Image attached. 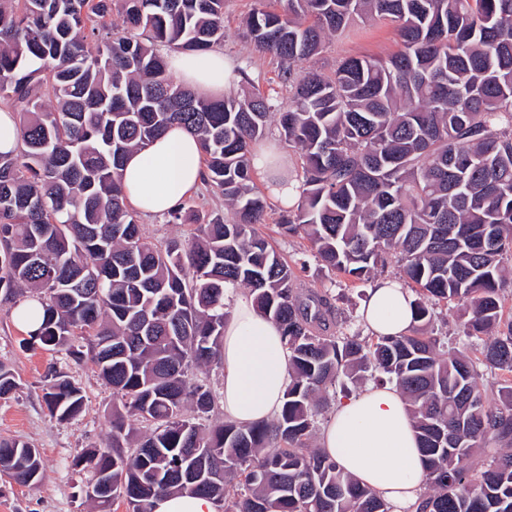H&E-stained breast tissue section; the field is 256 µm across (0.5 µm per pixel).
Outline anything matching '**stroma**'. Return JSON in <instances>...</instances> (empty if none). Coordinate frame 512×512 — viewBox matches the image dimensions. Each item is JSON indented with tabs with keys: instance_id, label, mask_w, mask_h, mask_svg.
I'll use <instances>...</instances> for the list:
<instances>
[{
	"instance_id": "35a3bbf8",
	"label": "stroma",
	"mask_w": 512,
	"mask_h": 512,
	"mask_svg": "<svg viewBox=\"0 0 512 512\" xmlns=\"http://www.w3.org/2000/svg\"><path fill=\"white\" fill-rule=\"evenodd\" d=\"M253 6V0H224L222 50L249 80L251 89L260 90L275 104L288 105L291 93L281 79L280 61L256 52L244 36L243 22ZM396 48L395 31L389 21L360 23L342 36L327 39L319 55L295 67L294 77L299 80L311 72L329 76L345 57H384ZM269 205L268 220L260 231L288 262H307L306 271L298 278L299 287L331 288L347 329L370 335V328L360 317L368 283L342 275L330 278L313 262L306 239L280 232L277 222L282 207L278 201L270 200ZM25 337L12 308L0 304V364L11 370L18 383L17 390L0 398V439L28 443L39 451L42 461V479L35 485L17 484L0 472V512H96L85 496L90 475L75 468L72 461L87 449L106 443L112 430V390L91 362H72L45 346L23 349ZM53 368L64 372L84 395L80 414L67 421L52 417L44 401V377Z\"/></svg>"
}]
</instances>
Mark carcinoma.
Here are the masks:
<instances>
[{
	"instance_id": "obj_1",
	"label": "carcinoma",
	"mask_w": 512,
	"mask_h": 512,
	"mask_svg": "<svg viewBox=\"0 0 512 512\" xmlns=\"http://www.w3.org/2000/svg\"><path fill=\"white\" fill-rule=\"evenodd\" d=\"M256 0L254 45L283 63L291 104L259 92L201 99L174 83L169 51L224 43V0H0V105L16 113L20 148L0 154V300L35 301L29 334L91 361L112 387V433L80 454L107 512H152L189 491L222 512H390L370 487L312 446L319 409L368 372L405 396L426 461L419 512H512V0ZM117 8L122 26L111 22ZM394 24L398 50L342 59L331 77L293 67L357 21ZM301 157L298 201L281 215L319 265L362 281L391 256L418 287L397 336L330 332L329 290L297 276L259 232L267 198L250 186L268 125ZM178 123L200 141L205 183L234 219L216 215L192 241L157 246L128 210L119 171ZM243 286L279 324L288 387L270 420L207 425L215 392L198 372L221 364L224 293ZM461 307L479 357L444 349L434 306ZM503 372L496 399L482 369ZM44 398L66 421L84 404L52 369ZM494 443L476 464L475 449ZM0 471L41 477L39 452L0 441ZM243 492L229 499L226 485Z\"/></svg>"
}]
</instances>
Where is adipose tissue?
<instances>
[{
    "label": "adipose tissue",
    "mask_w": 512,
    "mask_h": 512,
    "mask_svg": "<svg viewBox=\"0 0 512 512\" xmlns=\"http://www.w3.org/2000/svg\"><path fill=\"white\" fill-rule=\"evenodd\" d=\"M169 68L204 98L232 88L233 64L223 52L204 56L171 52ZM292 160L257 150L251 165L279 202L297 200L298 182L287 178ZM205 176L196 137L173 126L152 144L128 154L121 171L125 201L143 215H163L190 197ZM413 296L394 279L378 280L362 316L379 335H398L412 325ZM222 390L225 419L239 425L273 418L288 386V352L278 325L260 314L251 293L236 295L224 327ZM318 446L344 472L383 498L390 512H416L425 479L408 403L393 384H370L341 400L321 429Z\"/></svg>",
    "instance_id": "obj_1"
}]
</instances>
